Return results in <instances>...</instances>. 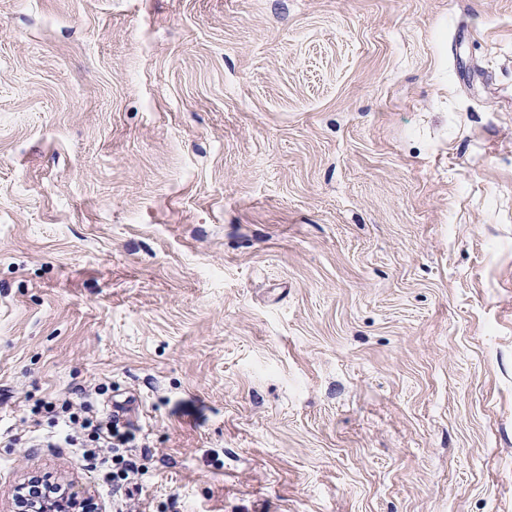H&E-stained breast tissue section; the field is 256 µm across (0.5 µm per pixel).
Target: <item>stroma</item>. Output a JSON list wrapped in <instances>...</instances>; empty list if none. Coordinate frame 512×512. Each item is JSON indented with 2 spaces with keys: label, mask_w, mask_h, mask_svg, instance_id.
Here are the masks:
<instances>
[{
  "label": "stroma",
  "mask_w": 512,
  "mask_h": 512,
  "mask_svg": "<svg viewBox=\"0 0 512 512\" xmlns=\"http://www.w3.org/2000/svg\"><path fill=\"white\" fill-rule=\"evenodd\" d=\"M119 412L122 491L37 405ZM512 512V0H0V512ZM27 483L17 486L14 494V512H105L103 505L92 495L80 496L59 482L46 484L39 496L26 490Z\"/></svg>",
  "instance_id": "35a3bbf8"
}]
</instances>
